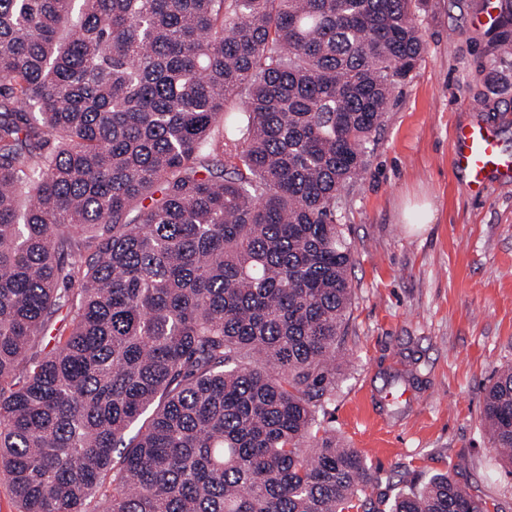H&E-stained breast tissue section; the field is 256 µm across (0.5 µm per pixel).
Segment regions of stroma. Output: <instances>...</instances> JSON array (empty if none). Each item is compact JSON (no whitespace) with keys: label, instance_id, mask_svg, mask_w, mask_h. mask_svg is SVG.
Instances as JSON below:
<instances>
[{"label":"stroma","instance_id":"stroma-1","mask_svg":"<svg viewBox=\"0 0 512 512\" xmlns=\"http://www.w3.org/2000/svg\"><path fill=\"white\" fill-rule=\"evenodd\" d=\"M512 0H423V51L336 215L353 251L352 304L327 425L379 471L378 512L450 475L512 512V464L492 448L483 399L512 365V179L482 194L452 163L456 130L479 121L512 155V56L496 52ZM424 202L436 220L409 208Z\"/></svg>","mask_w":512,"mask_h":512}]
</instances>
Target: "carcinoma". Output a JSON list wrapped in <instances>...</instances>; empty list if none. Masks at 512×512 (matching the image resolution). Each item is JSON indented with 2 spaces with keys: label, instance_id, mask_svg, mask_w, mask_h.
<instances>
[{
  "label": "carcinoma",
  "instance_id": "obj_1",
  "mask_svg": "<svg viewBox=\"0 0 512 512\" xmlns=\"http://www.w3.org/2000/svg\"><path fill=\"white\" fill-rule=\"evenodd\" d=\"M422 50L413 0H0L19 512H374L320 419L352 301L336 198ZM484 418L512 461V367ZM391 512L489 509L443 475Z\"/></svg>",
  "mask_w": 512,
  "mask_h": 512
}]
</instances>
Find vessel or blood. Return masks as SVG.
<instances>
[{
  "label": "vessel or blood",
  "mask_w": 512,
  "mask_h": 512,
  "mask_svg": "<svg viewBox=\"0 0 512 512\" xmlns=\"http://www.w3.org/2000/svg\"><path fill=\"white\" fill-rule=\"evenodd\" d=\"M453 163L466 176V188L480 193L494 178L512 177V157L504 156L488 127L471 123L455 134Z\"/></svg>",
  "instance_id": "vessel-or-blood-1"
}]
</instances>
